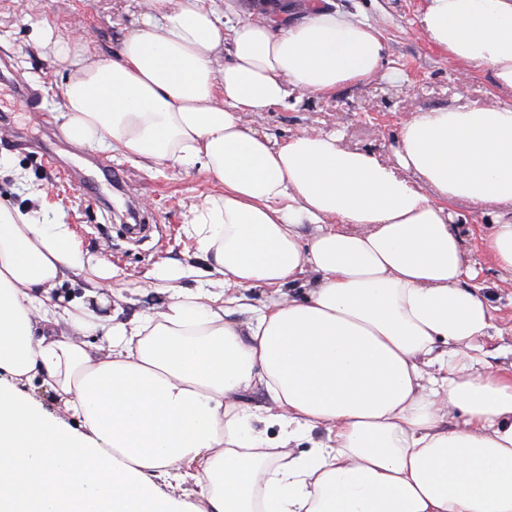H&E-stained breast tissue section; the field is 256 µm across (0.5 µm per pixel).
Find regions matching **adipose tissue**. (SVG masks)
<instances>
[{
    "instance_id": "ef3b65f1",
    "label": "adipose tissue",
    "mask_w": 512,
    "mask_h": 512,
    "mask_svg": "<svg viewBox=\"0 0 512 512\" xmlns=\"http://www.w3.org/2000/svg\"><path fill=\"white\" fill-rule=\"evenodd\" d=\"M147 5L114 58L35 42L73 62L71 143L216 180L186 228L205 264L193 288L163 268L153 312L101 316L71 226L0 203V512H512V375L479 356L492 307L449 210L512 205V104L413 113L392 166L333 134L279 144L248 114L364 83L380 32ZM421 25L512 93V0H429ZM74 277L84 296L57 295ZM250 288L269 294L242 327Z\"/></svg>"
}]
</instances>
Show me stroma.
Segmentation results:
<instances>
[{"label": "stroma", "instance_id": "35a3bbf8", "mask_svg": "<svg viewBox=\"0 0 512 512\" xmlns=\"http://www.w3.org/2000/svg\"><path fill=\"white\" fill-rule=\"evenodd\" d=\"M230 22L277 16L291 23L316 5L375 26L386 45L376 75L331 95H290L251 117L272 140L303 130L341 135L343 146L394 163L401 124L413 113L459 105L496 106L506 98L487 70L457 67L421 31L426 0H216ZM142 0H0V200L19 211L41 210L48 221L72 225L82 249L118 272L110 310L121 319L148 311L164 295L141 290L165 267L203 265L184 229L190 210L215 190L202 169L155 164L136 157L80 148L57 118L71 69L37 47L32 36L51 26L87 51L115 56L140 20ZM95 176L98 196L86 194L76 172ZM43 189L30 197L25 185ZM478 284L494 308L493 327L480 338L488 363L512 370V284L483 249L491 229L488 208L450 206Z\"/></svg>", "mask_w": 512, "mask_h": 512}]
</instances>
